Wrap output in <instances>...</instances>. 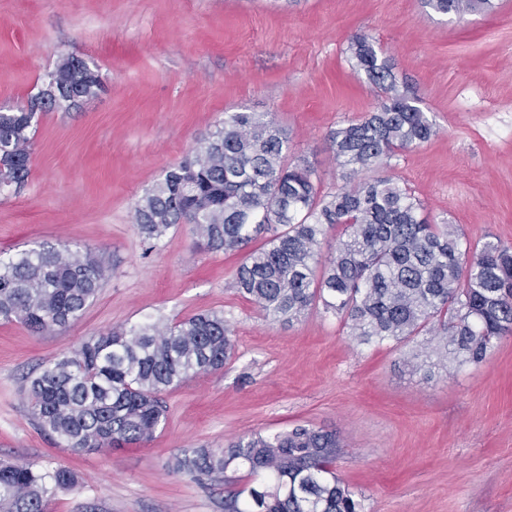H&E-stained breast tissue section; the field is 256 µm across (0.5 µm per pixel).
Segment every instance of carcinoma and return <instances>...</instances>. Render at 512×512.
<instances>
[{
	"label": "carcinoma",
	"mask_w": 512,
	"mask_h": 512,
	"mask_svg": "<svg viewBox=\"0 0 512 512\" xmlns=\"http://www.w3.org/2000/svg\"><path fill=\"white\" fill-rule=\"evenodd\" d=\"M433 11L463 15L492 0H426ZM354 66L384 95L375 111L330 134L346 183L319 195L316 170L288 162V134L265 114L226 112L193 154L168 171L135 206V222L154 248L190 224L212 252L243 251L234 286L273 321L317 306L336 314L363 343L407 344L438 336L433 351L482 362L494 341L512 335V247L471 245L451 224H432L424 206L390 177L361 174L427 141L433 121L398 92L386 60L366 35L349 46ZM62 58L47 75L63 88L0 111V188L20 192L30 174L34 120L101 90L98 74ZM343 227L334 253L320 261L327 228ZM112 270L103 255L72 256L42 243L0 262V319L49 332L76 320ZM234 350L224 313L132 324L94 336L46 362L30 380L32 415L62 448L95 450L150 441L165 418L163 391L217 371ZM336 435L306 426L255 433L222 449L189 448L173 470L216 481L244 467L253 485L225 498L224 512H363L336 477ZM68 470L0 462V512H47Z\"/></svg>",
	"instance_id": "1"
}]
</instances>
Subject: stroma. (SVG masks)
<instances>
[{"instance_id":"1","label":"stroma","mask_w":512,"mask_h":512,"mask_svg":"<svg viewBox=\"0 0 512 512\" xmlns=\"http://www.w3.org/2000/svg\"><path fill=\"white\" fill-rule=\"evenodd\" d=\"M370 35L398 89L435 125L387 176L434 223L512 246V0L465 16L423 0H0V110L26 104L61 56L95 68L98 95L37 115L30 176L0 190V260L49 242L104 251L112 271L82 316L36 333L0 320V459L73 472L48 512H224L250 486L174 472L185 449L306 425L335 433L336 474L364 512H512V335L477 365L428 337L363 344L322 309L273 322L240 295L243 253L211 252L191 225L144 242L134 207L228 112H265L327 195L342 186L330 134L380 99L348 58ZM215 310L231 322L223 369L167 389L143 445L72 450L38 428L25 389L92 336Z\"/></svg>"}]
</instances>
